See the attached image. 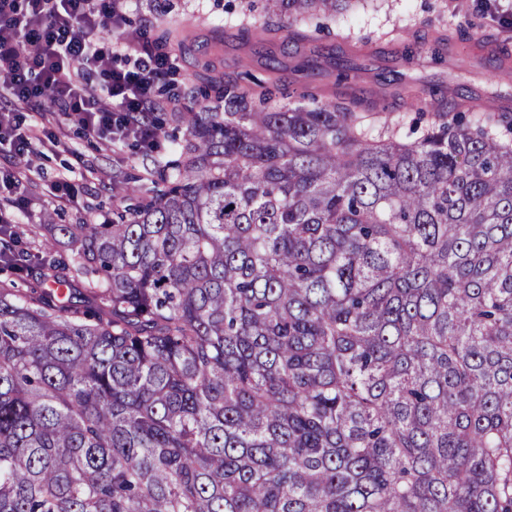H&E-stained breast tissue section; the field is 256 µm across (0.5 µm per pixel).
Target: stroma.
Returning a JSON list of instances; mask_svg holds the SVG:
<instances>
[{
	"label": "stroma",
	"mask_w": 512,
	"mask_h": 512,
	"mask_svg": "<svg viewBox=\"0 0 512 512\" xmlns=\"http://www.w3.org/2000/svg\"><path fill=\"white\" fill-rule=\"evenodd\" d=\"M491 4L492 0H361L355 10L329 18L328 23L356 47L366 38L383 49L395 38L418 44V61L396 83L395 95L388 97L376 93L377 76L387 67V59L371 62L360 55L354 58L358 72L352 89L368 108L385 112L394 127L404 132L414 115V103L406 96L410 89L417 90L422 102L432 109L440 106L436 90L457 85L512 98V81L496 79L492 61L469 73L431 59V40L448 32L457 34V49L463 54L484 40L512 50V16H494ZM264 15L262 0H133L125 31L133 53L144 52L161 30L172 25L185 36L184 43L168 48L177 59V75L161 80L154 91L156 98L173 104L161 114L163 144L158 152L145 155L127 145L112 147L87 138L73 127L67 132L68 149L48 151L39 157L1 154L0 171L21 173L25 197L36 203V223L69 224L79 218L108 222L113 209L126 205L127 187H150L153 171L180 155L184 132L180 114L189 105L180 96V88L208 87L201 76V63L213 60L220 71L228 73L246 68L256 78L267 80L265 51L241 47L238 39L241 29L260 26ZM291 52L286 44L276 50L281 68L279 103L296 105L306 95L329 96L334 69L325 62L303 66ZM63 173L69 175L79 193L78 204L70 207L58 206L45 195L47 184Z\"/></svg>",
	"instance_id": "35a3bbf8"
}]
</instances>
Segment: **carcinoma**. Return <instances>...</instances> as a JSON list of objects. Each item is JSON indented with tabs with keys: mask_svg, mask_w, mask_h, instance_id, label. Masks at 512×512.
<instances>
[{
	"mask_svg": "<svg viewBox=\"0 0 512 512\" xmlns=\"http://www.w3.org/2000/svg\"><path fill=\"white\" fill-rule=\"evenodd\" d=\"M211 84L112 223L0 238V512H512V106Z\"/></svg>",
	"mask_w": 512,
	"mask_h": 512,
	"instance_id": "1",
	"label": "carcinoma"
}]
</instances>
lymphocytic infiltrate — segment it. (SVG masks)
<instances>
[{"instance_id":"obj_1","label":"lymphocytic infiltrate","mask_w":512,"mask_h":512,"mask_svg":"<svg viewBox=\"0 0 512 512\" xmlns=\"http://www.w3.org/2000/svg\"><path fill=\"white\" fill-rule=\"evenodd\" d=\"M129 0H0V147L36 156L61 147L58 127L112 144L160 146L148 120L170 54L120 63ZM29 110L39 123L19 126Z\"/></svg>"}]
</instances>
